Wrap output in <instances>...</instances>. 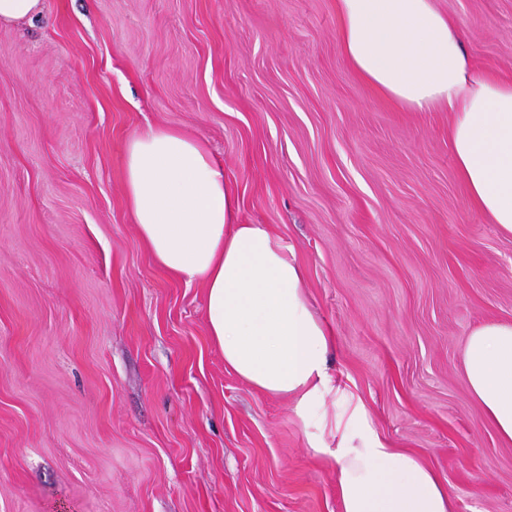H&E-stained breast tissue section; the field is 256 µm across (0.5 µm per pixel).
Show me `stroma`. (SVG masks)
I'll return each mask as SVG.
<instances>
[{"label": "stroma", "instance_id": "obj_1", "mask_svg": "<svg viewBox=\"0 0 512 512\" xmlns=\"http://www.w3.org/2000/svg\"><path fill=\"white\" fill-rule=\"evenodd\" d=\"M512 81V0H435ZM336 0H45L0 28V512H340L288 397L224 365L201 283L133 224L131 135L206 141L244 224L294 249L329 372L453 512H512V444L468 392L474 328L512 322V236L475 209L448 110L344 59Z\"/></svg>", "mask_w": 512, "mask_h": 512}]
</instances>
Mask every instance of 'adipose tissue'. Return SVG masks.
<instances>
[{
    "instance_id": "obj_1",
    "label": "adipose tissue",
    "mask_w": 512,
    "mask_h": 512,
    "mask_svg": "<svg viewBox=\"0 0 512 512\" xmlns=\"http://www.w3.org/2000/svg\"><path fill=\"white\" fill-rule=\"evenodd\" d=\"M337 14L341 51L365 83L396 105L451 112L449 141L470 198L512 235V82L471 73L460 32L434 0H337ZM125 189L154 262L204 286L207 332L225 366L290 398L312 429L311 448L333 459L341 512H452L433 470L390 447L330 375L335 337L293 249L268 225L239 223L236 189L204 141L172 128L133 134ZM463 365L470 395L512 443V322L473 330Z\"/></svg>"
}]
</instances>
